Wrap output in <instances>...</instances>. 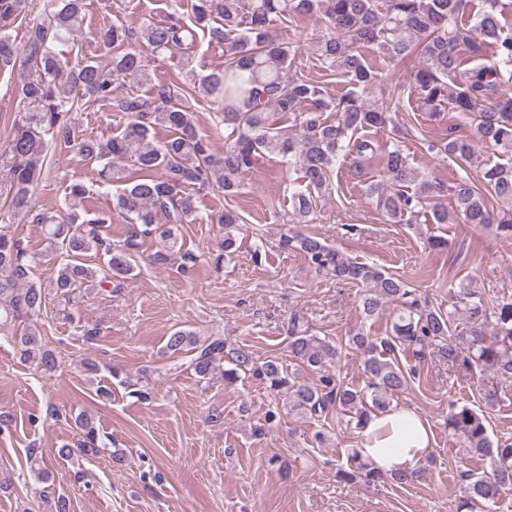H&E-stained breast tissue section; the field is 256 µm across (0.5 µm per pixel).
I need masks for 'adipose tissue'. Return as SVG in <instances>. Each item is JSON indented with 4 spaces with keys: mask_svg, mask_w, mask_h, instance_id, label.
I'll list each match as a JSON object with an SVG mask.
<instances>
[{
    "mask_svg": "<svg viewBox=\"0 0 512 512\" xmlns=\"http://www.w3.org/2000/svg\"><path fill=\"white\" fill-rule=\"evenodd\" d=\"M357 436L359 455L386 473L413 467L433 444L426 419L408 407L372 418L358 430Z\"/></svg>",
    "mask_w": 512,
    "mask_h": 512,
    "instance_id": "1",
    "label": "adipose tissue"
}]
</instances>
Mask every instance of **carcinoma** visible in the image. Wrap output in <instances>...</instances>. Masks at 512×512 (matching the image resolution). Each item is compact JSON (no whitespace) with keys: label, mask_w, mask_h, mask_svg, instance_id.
Instances as JSON below:
<instances>
[{"label":"carcinoma","mask_w":512,"mask_h":512,"mask_svg":"<svg viewBox=\"0 0 512 512\" xmlns=\"http://www.w3.org/2000/svg\"><path fill=\"white\" fill-rule=\"evenodd\" d=\"M504 6V0H486L473 28L466 29L459 23L465 0H193L190 22L175 9L163 22L141 30L139 46L132 43L134 34L124 24H104L97 39L112 52L111 60L102 64L85 57L73 64L56 53L54 46L69 41L79 30L85 0H47L45 18L28 27L25 36L31 75L16 87L28 111L12 139V206L31 223L44 227L64 260L46 288L30 280L34 256L20 240L0 233V333L11 335L20 355L37 360L42 370H56V355L39 330L11 333L10 325L24 316L40 314L51 294L67 296L94 281L97 270L83 262L94 248L107 257L104 278L111 282L127 278L133 270L134 250L142 236L154 235L162 241V248L150 260L161 267L168 265L178 254L180 225L191 223L197 212L195 194L216 186L224 197H236L242 175L259 156L273 154L299 165V178L288 185L292 215L299 224L311 223L331 185L338 153L345 149L355 153L354 172L361 175L363 161L373 154L374 145L360 133L392 122L388 112L365 99L369 90L388 89L387 73L369 64L363 54L366 47L377 48L391 61L422 58L412 77L420 107L437 113L446 105L459 114L461 125L474 127L472 136L459 134L455 127L449 129L439 147L461 170L484 148L511 154L512 95L499 92L503 82L512 81V31L504 32L499 19ZM27 7L28 0H0V64L12 62L16 45L10 28L26 14ZM317 12L329 29L317 43L319 61L326 71L351 85L338 99L327 97L313 80L288 76L295 50L270 34L273 23L290 13ZM198 30L224 45V69L199 82L190 70L189 80L181 87L158 81L146 98L119 93L127 79L147 76L144 51L154 55L186 49L195 42ZM486 47L491 48V55L485 63L466 72L462 82H448L459 70L461 50L480 55ZM198 92L224 115L222 156L211 152L197 129L195 112L184 102ZM103 106L122 113L126 117L123 126L106 140L81 137L71 114ZM271 112L292 118L298 128L296 136L270 123ZM158 125L171 132L161 145L152 141ZM52 145L73 150L88 165L99 167L103 183L117 184L113 209L89 216L81 203L90 190L79 181L69 186L62 214L36 206L32 187L45 169ZM416 178L399 147L387 152L381 178L367 190L388 220L398 222L406 214L415 223L424 217L437 224L493 226L497 234L512 239V163L497 162L485 168L481 188L466 173L450 186L418 184ZM488 194L498 203V210L488 208ZM447 196L449 206L442 202ZM114 213L132 226L121 244L103 237L102 228L112 223ZM288 241L299 243L317 272L361 288L367 318L396 304L390 336L357 332L348 339L364 356L369 393L350 389L332 374H324L337 358L336 347L307 334L296 320L289 328L290 352L302 367L321 374L319 384L298 382L277 360L260 364L244 347L231 352L225 381L233 383L243 374L251 375L271 391L285 393L290 410L302 418H320L334 409L354 415L356 428L361 429L373 415L390 411L393 397L408 386L410 371L395 356L400 347L415 359L435 349L453 367L512 379V299H503L490 309L467 278L454 293L452 309L445 313L412 297L396 275L357 262L314 235L300 234ZM166 349L173 354L194 353L191 367L203 378L214 370L216 360L224 358V339L201 340L176 330L168 336ZM76 427L77 440L58 449V457H95L105 450L91 418L77 417ZM448 430L462 439L470 457L488 463L480 472L470 468L461 472L462 495L456 512H475L478 505L487 508L512 493V443H492L484 414L454 406L448 412ZM347 463L349 470L342 475L351 483L389 478L404 485L414 476L409 470L386 476L355 449Z\"/></svg>","instance_id":"cac0c4a2"}]
</instances>
